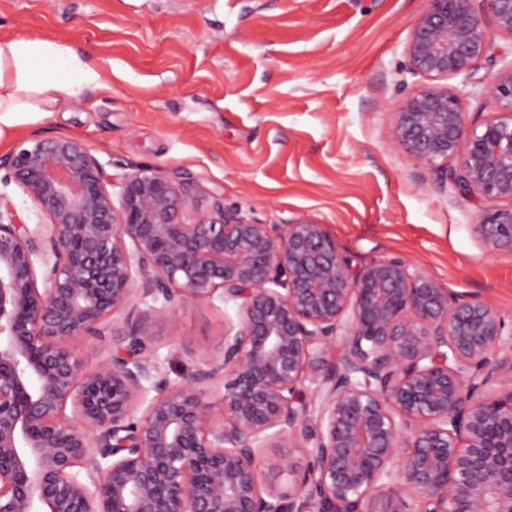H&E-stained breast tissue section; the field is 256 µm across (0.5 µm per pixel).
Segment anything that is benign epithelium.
<instances>
[{"label": "benign epithelium", "instance_id": "7a95c632", "mask_svg": "<svg viewBox=\"0 0 512 512\" xmlns=\"http://www.w3.org/2000/svg\"><path fill=\"white\" fill-rule=\"evenodd\" d=\"M512 37V0H426L407 46L414 90L390 138L486 203L487 252L512 249V60L497 116L468 125L470 80ZM459 80L456 85L447 81ZM47 216L0 196V512H512V325L451 301L419 267H353L320 223L261 224L141 168L108 182L79 139L34 137L3 165ZM222 296L218 351L171 381L149 324ZM112 341L93 372L77 351ZM222 382L224 417L203 387ZM71 414H66V409ZM307 450L294 509L265 491L261 449Z\"/></svg>", "mask_w": 512, "mask_h": 512}]
</instances>
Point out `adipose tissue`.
Here are the masks:
<instances>
[{
    "mask_svg": "<svg viewBox=\"0 0 512 512\" xmlns=\"http://www.w3.org/2000/svg\"><path fill=\"white\" fill-rule=\"evenodd\" d=\"M100 71L71 47L48 39L0 40V145L39 121L49 105L102 87Z\"/></svg>",
    "mask_w": 512,
    "mask_h": 512,
    "instance_id": "adipose-tissue-1",
    "label": "adipose tissue"
}]
</instances>
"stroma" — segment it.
<instances>
[{"instance_id": "stroma-1", "label": "stroma", "mask_w": 512, "mask_h": 512, "mask_svg": "<svg viewBox=\"0 0 512 512\" xmlns=\"http://www.w3.org/2000/svg\"><path fill=\"white\" fill-rule=\"evenodd\" d=\"M424 0H0V39L89 54V87L34 136L82 140L117 179L149 166L263 224L324 225L353 266L397 256L451 296L512 319V250L487 253L479 209L389 138L413 90L406 47ZM167 376H189L224 336V303L186 302L152 324ZM294 463L280 471L279 459ZM262 483L293 492L305 449L262 451Z\"/></svg>"}]
</instances>
